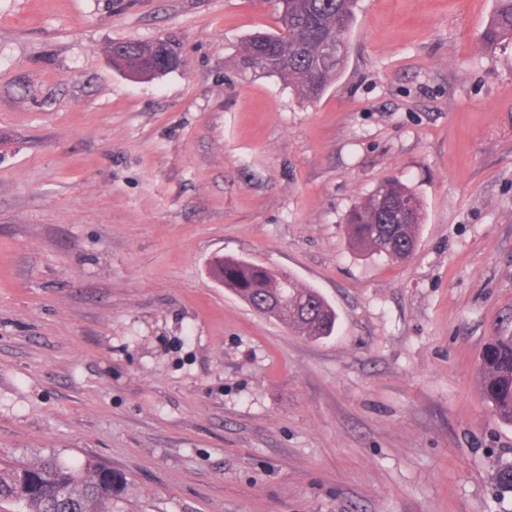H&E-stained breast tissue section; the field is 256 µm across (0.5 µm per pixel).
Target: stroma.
<instances>
[{
	"label": "stroma",
	"instance_id": "35a3bbf8",
	"mask_svg": "<svg viewBox=\"0 0 512 512\" xmlns=\"http://www.w3.org/2000/svg\"><path fill=\"white\" fill-rule=\"evenodd\" d=\"M494 0H358L315 101L242 70L268 0H0V464L123 475L112 512H512L480 357L512 334V45ZM169 40L178 69L113 67ZM396 177L405 263L350 249ZM287 271L309 340L209 276ZM491 19L482 40L486 49L493 51L512 42V0H496ZM142 45V52L141 53H133L124 51L123 53H120L118 51V46H114L112 49V61L115 64H118L120 66L127 67L132 73L139 75V76H146L149 75V70L145 67V62L143 60L144 53H145V47L146 44Z\"/></svg>",
	"mask_w": 512,
	"mask_h": 512
}]
</instances>
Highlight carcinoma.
<instances>
[{
    "mask_svg": "<svg viewBox=\"0 0 512 512\" xmlns=\"http://www.w3.org/2000/svg\"><path fill=\"white\" fill-rule=\"evenodd\" d=\"M279 26L247 38L242 64L279 76L307 100L319 99L336 78L348 53L356 0H279ZM482 40L493 51L512 43V0H496ZM144 53L112 49V61L146 76ZM424 213L420 198L404 183L389 180L354 207L346 221L350 245L405 262L418 242ZM213 277L234 295L260 311L276 300L268 316L301 336L321 339L333 334L336 312L311 287L289 273L237 257L210 264ZM483 393L494 414L512 424V336H494L480 359ZM121 477L89 462L69 466L54 457L31 464L0 467V504L21 512H107Z\"/></svg>",
    "mask_w": 512,
    "mask_h": 512,
    "instance_id": "1",
    "label": "carcinoma"
}]
</instances>
